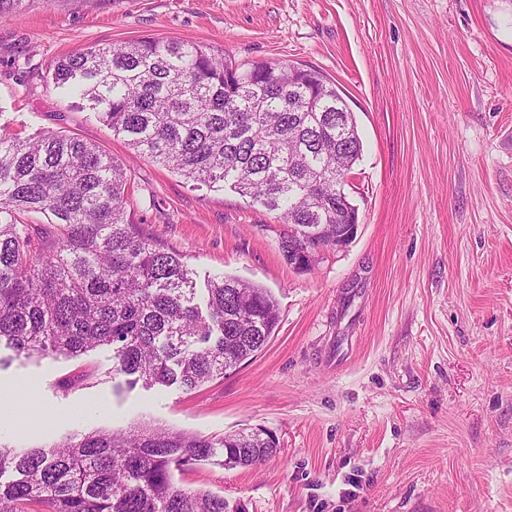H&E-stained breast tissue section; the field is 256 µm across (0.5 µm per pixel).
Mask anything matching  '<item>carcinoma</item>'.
Segmentation results:
<instances>
[{
    "label": "carcinoma",
    "mask_w": 512,
    "mask_h": 512,
    "mask_svg": "<svg viewBox=\"0 0 512 512\" xmlns=\"http://www.w3.org/2000/svg\"><path fill=\"white\" fill-rule=\"evenodd\" d=\"M54 86L85 101L138 154L249 197L284 224H346L362 141L342 92L293 64H234L224 51L143 38L60 58ZM124 163L54 130L0 133V343L27 359L106 348L129 387L191 391L237 368L277 326L267 289L232 276L198 296L184 257L131 216ZM31 212L55 218L35 234ZM277 444L258 429L221 438L163 425L97 430L48 447L0 445V512H227L174 472L247 468Z\"/></svg>",
    "instance_id": "obj_1"
}]
</instances>
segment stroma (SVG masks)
<instances>
[{
	"label": "stroma",
	"instance_id": "stroma-1",
	"mask_svg": "<svg viewBox=\"0 0 512 512\" xmlns=\"http://www.w3.org/2000/svg\"><path fill=\"white\" fill-rule=\"evenodd\" d=\"M140 38L292 63L344 91L363 143L345 248L295 270L274 212L135 156L55 88L63 55ZM0 129L61 131L124 162L135 222L197 283L259 284L279 311L261 352L192 391L116 390L102 349L1 346L0 380L55 423L0 443L264 428L277 452L263 464L197 465L176 482L228 512H512V0H33L0 21Z\"/></svg>",
	"mask_w": 512,
	"mask_h": 512
}]
</instances>
